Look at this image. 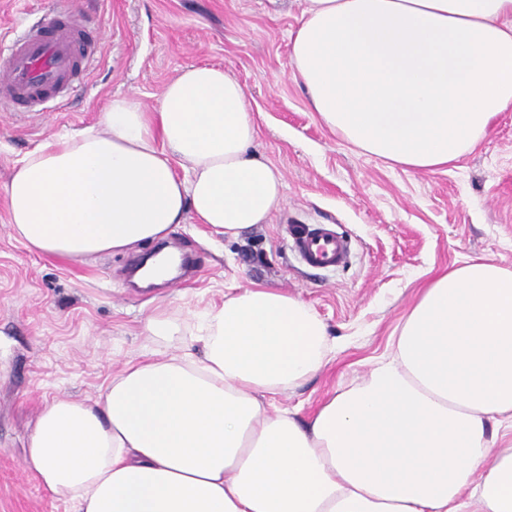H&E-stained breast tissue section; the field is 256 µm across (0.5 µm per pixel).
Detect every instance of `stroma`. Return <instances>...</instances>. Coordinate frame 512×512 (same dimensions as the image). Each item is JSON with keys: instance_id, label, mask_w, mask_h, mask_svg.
I'll use <instances>...</instances> for the list:
<instances>
[{"instance_id": "obj_1", "label": "stroma", "mask_w": 512, "mask_h": 512, "mask_svg": "<svg viewBox=\"0 0 512 512\" xmlns=\"http://www.w3.org/2000/svg\"><path fill=\"white\" fill-rule=\"evenodd\" d=\"M101 29L85 80L64 112H0V188L14 165L50 137L99 126L113 98L155 107L186 66L220 65L247 89L255 149L284 177L267 223L238 239L187 219L166 246L194 257L187 282L136 287V253L62 261L30 251L7 222L0 191V512H73L25 468L45 405L95 400L114 374L148 351L186 352L184 333L160 339L162 313L185 330L233 289L263 286L310 304L327 325L329 363L275 406L307 420L335 390L391 353L405 315L437 273L482 258L512 269V108L478 145L432 171L396 165L332 133L290 77V35L305 0H69ZM290 224H332L352 242L348 265L304 266Z\"/></svg>"}]
</instances>
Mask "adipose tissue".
I'll return each instance as SVG.
<instances>
[{
	"label": "adipose tissue",
	"mask_w": 512,
	"mask_h": 512,
	"mask_svg": "<svg viewBox=\"0 0 512 512\" xmlns=\"http://www.w3.org/2000/svg\"><path fill=\"white\" fill-rule=\"evenodd\" d=\"M291 76L328 128L395 164L461 159L512 108V0H305ZM247 91L183 68L149 110L112 100L99 131L44 141L4 191L28 249H141L195 218L229 239L267 222L281 172L255 153ZM187 166L178 177L174 160ZM203 356L150 353L98 400L40 413L26 467L76 512H512V271L448 268L391 357L307 422L263 401L316 374L325 322L273 288L200 318Z\"/></svg>",
	"instance_id": "obj_1"
}]
</instances>
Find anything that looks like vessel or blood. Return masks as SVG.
<instances>
[{
    "label": "vessel or blood",
    "instance_id": "obj_1",
    "mask_svg": "<svg viewBox=\"0 0 512 512\" xmlns=\"http://www.w3.org/2000/svg\"><path fill=\"white\" fill-rule=\"evenodd\" d=\"M8 42L7 50L0 51V107L14 112L64 109L94 56L83 22L67 0H57L55 15L46 22L9 32ZM288 243L314 269L347 265L352 255L350 239L329 224L289 225Z\"/></svg>",
    "mask_w": 512,
    "mask_h": 512
}]
</instances>
